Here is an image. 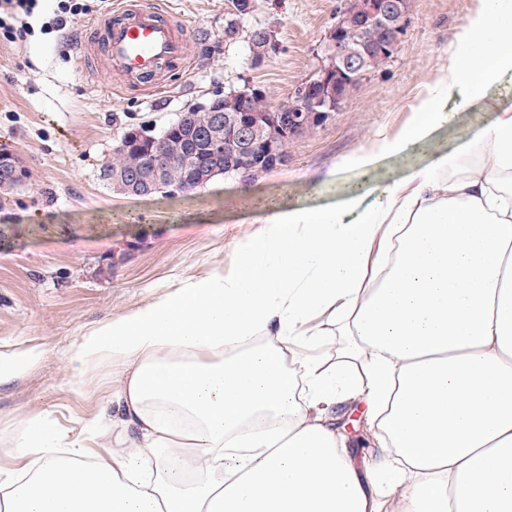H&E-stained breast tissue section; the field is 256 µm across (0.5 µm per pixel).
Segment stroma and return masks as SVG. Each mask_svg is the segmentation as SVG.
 Here are the masks:
<instances>
[{
  "instance_id": "obj_1",
  "label": "stroma",
  "mask_w": 512,
  "mask_h": 512,
  "mask_svg": "<svg viewBox=\"0 0 512 512\" xmlns=\"http://www.w3.org/2000/svg\"><path fill=\"white\" fill-rule=\"evenodd\" d=\"M87 16L54 28L58 0H41L32 30L16 42L0 38V148L15 152L27 172L20 186L0 194V356L35 364L0 381V467L17 463L7 446L23 414L79 429L112 393V368L77 374L71 364L84 336L118 315L202 277L225 263L235 239L250 234L270 206L318 207L350 191L382 185L429 163L440 150L474 142L512 103V74L487 97L455 110L452 121L396 157L377 159L370 173L345 158L396 134L430 84L447 69L450 43L479 0H410L408 23L394 57L360 81L340 110L294 138L288 159L251 177L241 196L235 179L174 196L132 198L100 177L122 130L162 129L188 105L225 89L251 85L272 103L290 99L317 66V50L341 0H253L241 30L267 27L279 49L252 66L245 38L226 41L230 0H172L194 33L189 70L172 68L158 91L132 85L111 89L85 73L71 40L87 18L113 0H83ZM86 388L90 396L77 398ZM359 406H345L336 424L357 459L379 448Z\"/></svg>"
}]
</instances>
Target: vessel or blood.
Segmentation results:
<instances>
[{"instance_id":"vessel-or-blood-1","label":"vessel or blood","mask_w":512,"mask_h":512,"mask_svg":"<svg viewBox=\"0 0 512 512\" xmlns=\"http://www.w3.org/2000/svg\"><path fill=\"white\" fill-rule=\"evenodd\" d=\"M106 50L102 70L108 75L140 79L145 92L166 65H187L190 29L164 0H117L103 19Z\"/></svg>"}]
</instances>
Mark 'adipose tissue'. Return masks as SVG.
<instances>
[{
    "label": "adipose tissue",
    "mask_w": 512,
    "mask_h": 512,
    "mask_svg": "<svg viewBox=\"0 0 512 512\" xmlns=\"http://www.w3.org/2000/svg\"><path fill=\"white\" fill-rule=\"evenodd\" d=\"M451 58L347 166L512 73V0H480ZM477 151L275 209L221 268L83 337L75 369L111 364L116 410L77 434L18 417L0 512H512V105ZM358 401L370 464L336 426Z\"/></svg>",
    "instance_id": "adipose-tissue-1"
}]
</instances>
